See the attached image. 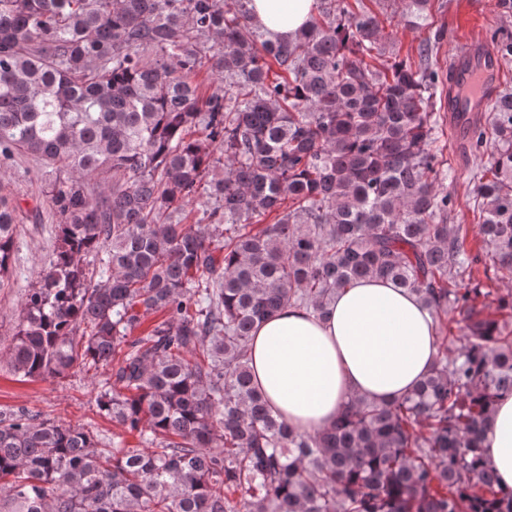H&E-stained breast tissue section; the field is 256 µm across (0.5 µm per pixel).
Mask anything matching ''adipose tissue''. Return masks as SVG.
I'll return each instance as SVG.
<instances>
[{"mask_svg":"<svg viewBox=\"0 0 512 512\" xmlns=\"http://www.w3.org/2000/svg\"><path fill=\"white\" fill-rule=\"evenodd\" d=\"M253 20L290 38L317 0H252ZM438 353L435 321L411 292L367 278L337 292L325 318L288 306L251 340L250 366L268 405L301 431L332 425L351 396L391 402L409 393ZM483 446L503 488L512 489V396L489 417Z\"/></svg>","mask_w":512,"mask_h":512,"instance_id":"ef3b65f1","label":"adipose tissue"}]
</instances>
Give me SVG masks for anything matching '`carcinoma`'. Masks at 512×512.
<instances>
[{
    "label": "carcinoma",
    "instance_id": "cac0c4a2",
    "mask_svg": "<svg viewBox=\"0 0 512 512\" xmlns=\"http://www.w3.org/2000/svg\"><path fill=\"white\" fill-rule=\"evenodd\" d=\"M250 2L0 0V156L59 172L9 370L112 365L97 405L142 444L0 414V512H512L481 441L512 394V289L484 287L512 276V87L468 137L487 156L472 252L436 146L435 45L400 57L349 0L271 40ZM402 4L431 25V0ZM493 41L511 64L512 34ZM203 70L224 92H199ZM21 223L0 185V288ZM363 278L452 315L460 343L407 395L299 432L253 383L252 333L288 304L323 318Z\"/></svg>",
    "mask_w": 512,
    "mask_h": 512
}]
</instances>
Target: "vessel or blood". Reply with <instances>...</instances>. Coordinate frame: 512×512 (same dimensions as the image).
<instances>
[{
  "label": "vessel or blood",
  "mask_w": 512,
  "mask_h": 512,
  "mask_svg": "<svg viewBox=\"0 0 512 512\" xmlns=\"http://www.w3.org/2000/svg\"><path fill=\"white\" fill-rule=\"evenodd\" d=\"M484 23V17L477 10L469 11L462 32L467 46L454 61V79L448 88V110L462 132L466 131L472 113L484 110L497 84L496 59L483 40L473 35Z\"/></svg>",
  "instance_id": "b4317fda"
}]
</instances>
